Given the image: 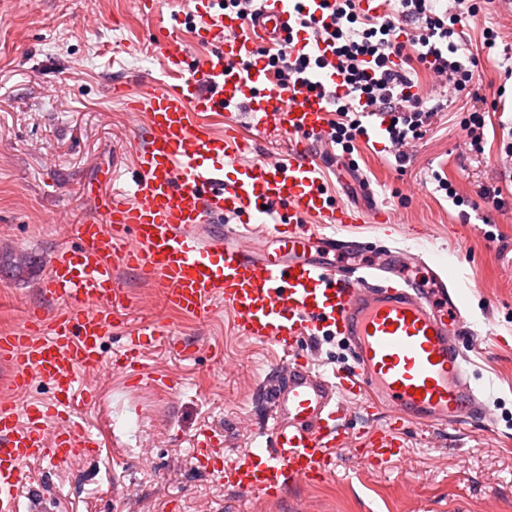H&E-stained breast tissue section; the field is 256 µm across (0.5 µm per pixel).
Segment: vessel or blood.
<instances>
[{"label": "vessel or blood", "instance_id": "b4317fda", "mask_svg": "<svg viewBox=\"0 0 512 512\" xmlns=\"http://www.w3.org/2000/svg\"><path fill=\"white\" fill-rule=\"evenodd\" d=\"M293 6L265 0L245 20L223 10L221 0H198L190 16L202 24L209 49L196 57L179 28L165 32L161 50L177 80L149 87L130 105L147 114L150 130L136 152L130 187L115 188L119 171L108 167L85 186L93 213L76 226L73 244L49 256L42 283L57 312L27 311L23 329L0 335L11 389L24 394L39 381L53 394L24 410L0 399V512H17L23 497L27 512H54V501L27 485L26 465L81 458L96 445L78 414L94 398L81 375L101 366L112 333L124 338L120 367L129 373L143 368L148 343L174 346L163 318L120 323L128 307L115 277L120 266L156 280L179 313L204 318L225 305L241 337L274 345L289 358L287 377L269 392L277 406L270 441L228 460L214 435L199 440L195 455L225 486L272 503L296 483L325 480L353 439L342 423L352 402L387 417L384 427L355 438L377 467L404 458L408 426L492 424L456 341L467 329L461 298L442 276L429 271L424 283L389 261L363 269L326 258L358 250L359 241L346 234L352 225L389 224L393 214L377 206L365 217L328 194L312 143L329 132L327 101L309 90L321 71H306L285 91L254 58L258 49L284 43L331 58L325 42L308 39L296 25ZM246 60L253 67L245 74L239 65ZM238 106L256 134L278 129L290 142L286 157L241 165L228 181L224 163L246 145L238 134L218 133L212 119ZM302 215L326 220L331 234L300 225ZM224 216L230 224L213 232L214 220ZM258 230L275 240L277 252L243 248ZM324 334L345 340L350 368L318 370L294 356L299 339Z\"/></svg>", "mask_w": 512, "mask_h": 512}]
</instances>
